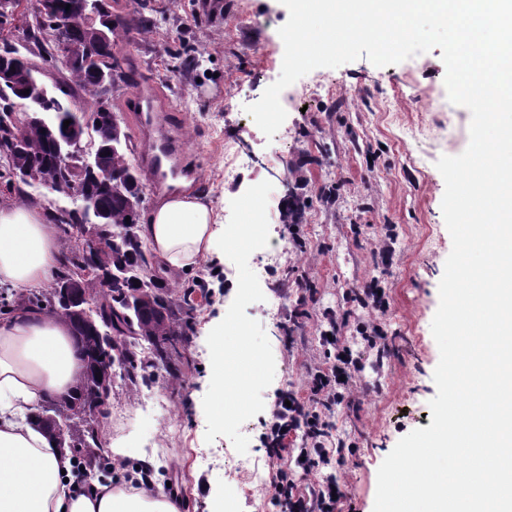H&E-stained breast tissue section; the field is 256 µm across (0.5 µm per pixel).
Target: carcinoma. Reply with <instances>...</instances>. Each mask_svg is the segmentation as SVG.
<instances>
[{
  "label": "carcinoma",
  "instance_id": "cac0c4a2",
  "mask_svg": "<svg viewBox=\"0 0 512 512\" xmlns=\"http://www.w3.org/2000/svg\"><path fill=\"white\" fill-rule=\"evenodd\" d=\"M67 84L70 97L85 94L98 100L99 72L91 66L68 69ZM56 125L66 120L75 125L86 119L68 101L53 112ZM135 153L130 135L122 125L112 127V193L99 198L104 223L98 225L99 233L112 241V287H104L102 280L89 277L83 289L94 296L95 310L90 318L80 322L69 313L59 316L68 320L76 330L84 370L76 392L51 403L52 411L66 421V444L75 452L76 468H84L101 481H112L111 450L107 441L95 427L94 420L75 411L84 403L87 393L98 388V396L106 403L112 397L113 383L102 385L98 373L102 368L118 366L124 371L125 385L131 390L148 385L165 371L171 379L177 374L172 368V355L177 344L188 340L190 331L189 311L185 308L192 295L203 287L202 279H194L181 289L166 287L161 277L152 269L151 252L138 234L140 211L130 204L134 188L145 187L146 177L133 164ZM55 158L53 142L41 132L37 124L26 131L24 154L15 162L4 160L0 167V185L12 181V170L27 167L31 176L41 178L52 172ZM48 221L57 226L66 244L57 280L66 279L70 273L91 261L82 253L79 243L73 242V230L79 226L75 211L54 208L48 211ZM22 305L38 310H53L59 305L57 290L46 288L37 293H18L10 288L0 289V314L7 315ZM169 342L166 347L156 343L158 336Z\"/></svg>",
  "mask_w": 512,
  "mask_h": 512
}]
</instances>
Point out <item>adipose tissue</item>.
Instances as JSON below:
<instances>
[{"mask_svg": "<svg viewBox=\"0 0 512 512\" xmlns=\"http://www.w3.org/2000/svg\"><path fill=\"white\" fill-rule=\"evenodd\" d=\"M224 230L210 198L184 193L159 200L138 234L169 274L212 257ZM62 260L55 225L42 204H0V286L45 288ZM82 373L71 324L20 308L0 320V512H180L179 501L148 489L66 480L73 460L32 425L39 407L69 394Z\"/></svg>", "mask_w": 512, "mask_h": 512, "instance_id": "1", "label": "adipose tissue"}]
</instances>
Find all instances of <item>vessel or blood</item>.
Returning a JSON list of instances; mask_svg holds the SVG:
<instances>
[{"instance_id":"vessel-or-blood-1","label":"vessel or blood","mask_w":512,"mask_h":512,"mask_svg":"<svg viewBox=\"0 0 512 512\" xmlns=\"http://www.w3.org/2000/svg\"><path fill=\"white\" fill-rule=\"evenodd\" d=\"M136 97L147 134L143 155L150 186L156 192L176 190L181 180L189 175L183 163L182 149L168 136L165 116L155 112L149 91L139 89Z\"/></svg>"}]
</instances>
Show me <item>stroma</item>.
<instances>
[{
    "instance_id": "1",
    "label": "stroma",
    "mask_w": 512,
    "mask_h": 512,
    "mask_svg": "<svg viewBox=\"0 0 512 512\" xmlns=\"http://www.w3.org/2000/svg\"><path fill=\"white\" fill-rule=\"evenodd\" d=\"M134 0H119L113 12L127 22L123 54L134 82L148 85L174 116L197 183H185L211 198L222 221H229L232 199L261 181H270L269 212L289 192L305 198L304 250H296L285 224H270L267 255L249 257L265 299L246 313L263 327L275 359V376L263 393V411L246 421V455L273 478L285 467L263 443L270 412L284 391L302 393L308 367L323 359L320 333L332 314L350 308L344 289L379 277L390 308L381 321L390 337L383 360L355 345L366 382L378 387L359 407L337 406L330 417L333 439L359 445L355 457L332 469L346 499L343 512H373L377 471L405 435L431 424L429 402L439 362L431 322L439 305V282L452 249L441 203L445 191L436 167L444 155L456 156L469 144L470 111L452 104L444 79L441 49L378 67L367 58L336 68H318L283 90L287 118L266 137L246 113L280 76L284 45L278 30L289 18L281 0H168L156 28L138 27ZM190 43L199 64L187 76L167 46ZM317 94L301 99L303 89ZM237 151L239 168L224 177V158ZM333 188L331 200L321 188ZM393 225L392 263H376L385 225ZM209 301L190 312L192 341L176 360L178 380L160 374L138 390L116 383L105 415L96 419L113 445L142 448L161 462L151 471V488L175 494L183 512H279L268 486L249 484L237 463L242 455L224 436L206 442L202 400L211 378L207 336L225 316L236 291L238 272L215 257L206 265ZM309 280L317 294L302 316L290 312Z\"/></svg>"
}]
</instances>
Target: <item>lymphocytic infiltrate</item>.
Instances as JSON below:
<instances>
[{
    "mask_svg": "<svg viewBox=\"0 0 512 512\" xmlns=\"http://www.w3.org/2000/svg\"><path fill=\"white\" fill-rule=\"evenodd\" d=\"M354 326L357 335L369 348L384 353L388 336L381 325L372 321L350 324L348 314L330 318V339L324 340L325 359L311 369L307 393L297 396L286 393L277 399L265 437L270 455L281 456L288 433L302 431L305 445L300 448V467L305 474L319 473L332 467L334 461L355 455L358 445L354 441L338 440L334 448H327L330 423L328 411L348 399L356 383L361 366L354 357L345 336L347 326ZM338 483L329 479L317 484L309 492H301L288 470L278 472L272 485V500L286 512H341L345 493L339 492Z\"/></svg>",
    "mask_w": 512,
    "mask_h": 512,
    "instance_id": "lymphocytic-infiltrate-1",
    "label": "lymphocytic infiltrate"
}]
</instances>
